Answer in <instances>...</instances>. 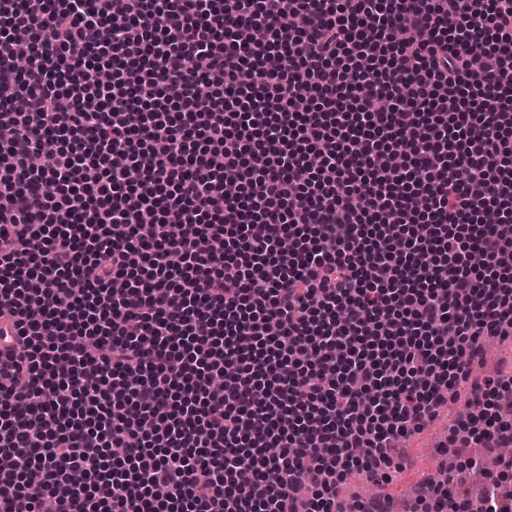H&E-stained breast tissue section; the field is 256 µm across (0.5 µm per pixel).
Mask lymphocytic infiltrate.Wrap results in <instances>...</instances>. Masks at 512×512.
Listing matches in <instances>:
<instances>
[{
  "mask_svg": "<svg viewBox=\"0 0 512 512\" xmlns=\"http://www.w3.org/2000/svg\"><path fill=\"white\" fill-rule=\"evenodd\" d=\"M0 127L5 512H340L463 383L412 512H512V0H0ZM485 351L484 362H499L507 367L509 371L512 359V343L500 344L496 338L483 339Z\"/></svg>",
  "mask_w": 512,
  "mask_h": 512,
  "instance_id": "lymphocytic-infiltrate-1",
  "label": "lymphocytic infiltrate"
}]
</instances>
